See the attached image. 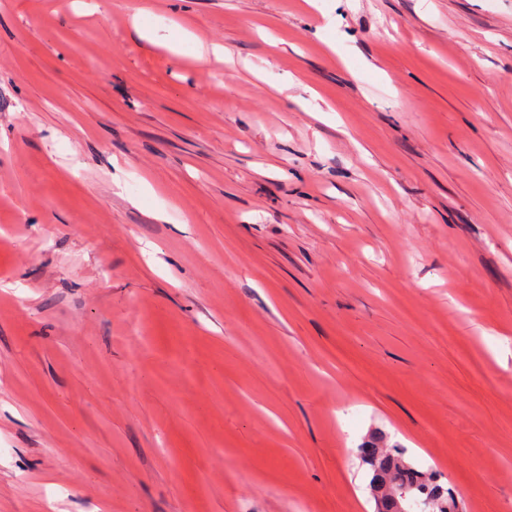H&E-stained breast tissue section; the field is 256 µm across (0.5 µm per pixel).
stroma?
Masks as SVG:
<instances>
[{
    "mask_svg": "<svg viewBox=\"0 0 512 512\" xmlns=\"http://www.w3.org/2000/svg\"><path fill=\"white\" fill-rule=\"evenodd\" d=\"M375 433L512 512V0H0V512H375ZM163 44L175 56L191 51L192 56L200 63L207 62L210 56L224 61V58L230 55V51L223 45L213 44L205 48L195 33L176 24L171 36L164 38Z\"/></svg>",
    "mask_w": 512,
    "mask_h": 512,
    "instance_id": "stroma-1",
    "label": "stroma"
}]
</instances>
